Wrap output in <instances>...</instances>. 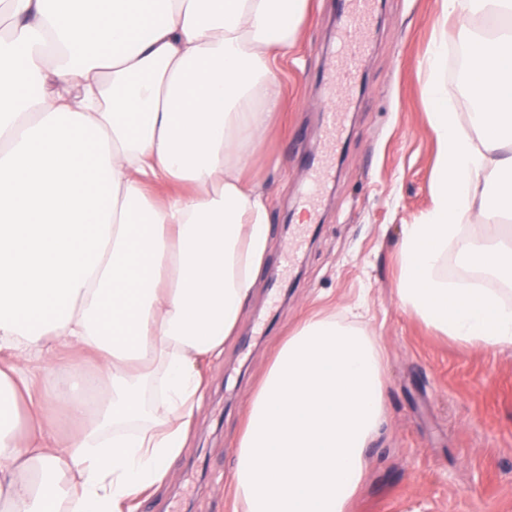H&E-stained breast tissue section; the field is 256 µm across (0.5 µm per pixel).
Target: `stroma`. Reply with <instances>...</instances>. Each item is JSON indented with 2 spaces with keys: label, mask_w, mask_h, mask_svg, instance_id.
Listing matches in <instances>:
<instances>
[{
  "label": "stroma",
  "mask_w": 512,
  "mask_h": 512,
  "mask_svg": "<svg viewBox=\"0 0 512 512\" xmlns=\"http://www.w3.org/2000/svg\"><path fill=\"white\" fill-rule=\"evenodd\" d=\"M282 67V115L255 159L269 201L264 265L209 382L186 449L136 512H232L235 444L253 389L296 326L321 311L360 322L381 350L385 419L349 512H512V347L438 335L398 303L401 227L431 206L437 147L421 63L436 0H379L342 145L314 204L309 164L325 151V75L343 24L339 0H310ZM310 231L285 262L298 219Z\"/></svg>",
  "instance_id": "stroma-1"
}]
</instances>
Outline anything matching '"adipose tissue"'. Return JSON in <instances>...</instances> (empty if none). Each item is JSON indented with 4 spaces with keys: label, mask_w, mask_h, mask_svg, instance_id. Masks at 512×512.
Instances as JSON below:
<instances>
[{
    "label": "adipose tissue",
    "mask_w": 512,
    "mask_h": 512,
    "mask_svg": "<svg viewBox=\"0 0 512 512\" xmlns=\"http://www.w3.org/2000/svg\"><path fill=\"white\" fill-rule=\"evenodd\" d=\"M0 36V512H133L164 483L261 270L267 197L248 176L283 108L280 60L308 0H8ZM466 57L467 125L440 77ZM432 206L404 225V311L512 347V0H439L425 59ZM456 255L467 275L452 280ZM65 350L77 381H37ZM376 344L304 319L236 442L244 512H347L384 413ZM112 397L94 394L100 379ZM64 403L76 429L41 417Z\"/></svg>",
    "instance_id": "1"
}]
</instances>
